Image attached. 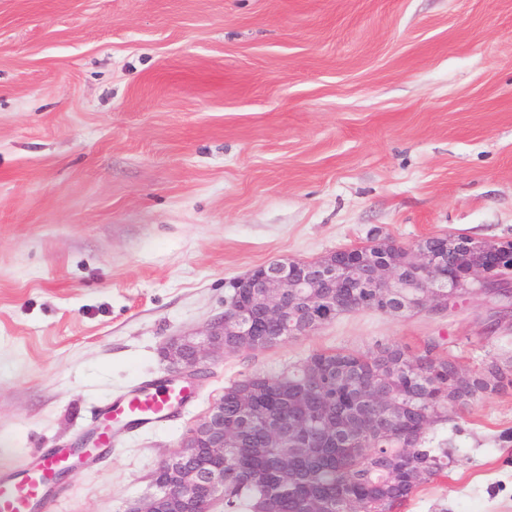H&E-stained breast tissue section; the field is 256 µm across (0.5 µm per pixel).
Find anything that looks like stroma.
<instances>
[{"label":"stroma","mask_w":512,"mask_h":512,"mask_svg":"<svg viewBox=\"0 0 512 512\" xmlns=\"http://www.w3.org/2000/svg\"><path fill=\"white\" fill-rule=\"evenodd\" d=\"M512 241V0H0V466L90 433L234 278L371 241ZM480 297L342 315L212 365L177 421L122 434L57 512H128L230 381L317 350L444 339L512 360ZM512 393L425 436L456 466L401 512H512Z\"/></svg>","instance_id":"35a3bbf8"}]
</instances>
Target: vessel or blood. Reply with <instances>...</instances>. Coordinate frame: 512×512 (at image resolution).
Here are the masks:
<instances>
[{"label":"vessel or blood","instance_id":"obj_1","mask_svg":"<svg viewBox=\"0 0 512 512\" xmlns=\"http://www.w3.org/2000/svg\"><path fill=\"white\" fill-rule=\"evenodd\" d=\"M189 397L177 380L140 382L105 406L115 423L143 431L178 415ZM69 459L62 448L38 449L24 468H0V512H52L58 496L53 481Z\"/></svg>","mask_w":512,"mask_h":512}]
</instances>
